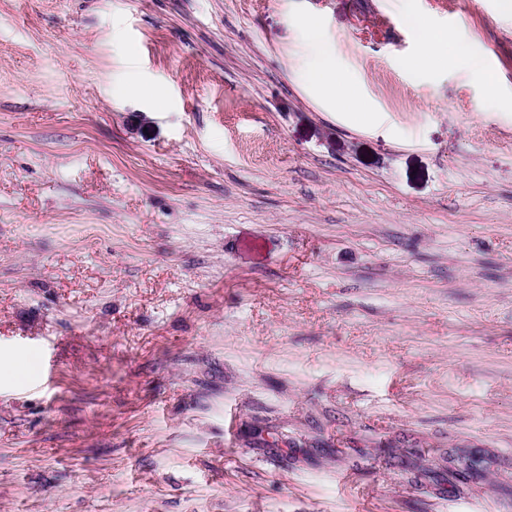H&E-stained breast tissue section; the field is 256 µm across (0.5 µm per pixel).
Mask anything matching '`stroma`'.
<instances>
[{
	"instance_id": "1",
	"label": "stroma",
	"mask_w": 512,
	"mask_h": 512,
	"mask_svg": "<svg viewBox=\"0 0 512 512\" xmlns=\"http://www.w3.org/2000/svg\"><path fill=\"white\" fill-rule=\"evenodd\" d=\"M0 512H512L503 0H0ZM413 26L418 36L420 60L447 65L457 55L462 38L459 30L436 28L422 16L414 17ZM302 44L307 56L306 82L335 101L349 98L351 85L336 67V52L322 25L306 20L302 24ZM472 76L475 83L483 90L480 100L483 109L485 111L494 110L497 103V98L492 91L496 82L494 73L487 67L476 64L472 69Z\"/></svg>"
}]
</instances>
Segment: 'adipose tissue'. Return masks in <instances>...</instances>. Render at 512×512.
<instances>
[{"instance_id":"obj_1","label":"adipose tissue","mask_w":512,"mask_h":512,"mask_svg":"<svg viewBox=\"0 0 512 512\" xmlns=\"http://www.w3.org/2000/svg\"><path fill=\"white\" fill-rule=\"evenodd\" d=\"M413 26L418 36L420 60L444 65L456 56L461 42L459 30L436 28L421 16L414 17ZM302 44L307 56V83L335 101L350 98L351 85L336 67V52L323 26L311 20L304 21Z\"/></svg>"}]
</instances>
